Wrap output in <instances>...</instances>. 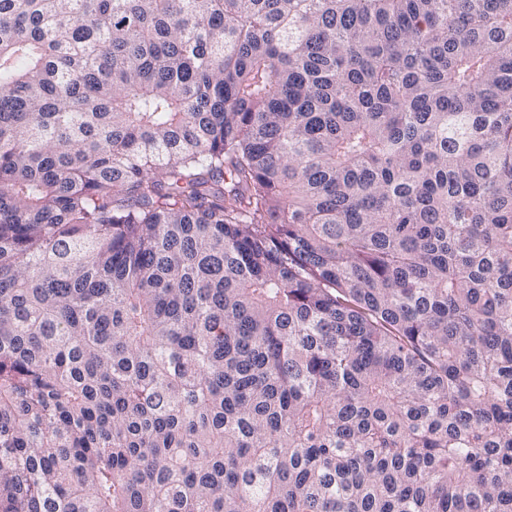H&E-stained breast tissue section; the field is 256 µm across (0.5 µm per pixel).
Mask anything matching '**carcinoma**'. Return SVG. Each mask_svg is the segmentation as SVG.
Returning <instances> with one entry per match:
<instances>
[{
	"label": "carcinoma",
	"mask_w": 512,
	"mask_h": 512,
	"mask_svg": "<svg viewBox=\"0 0 512 512\" xmlns=\"http://www.w3.org/2000/svg\"><path fill=\"white\" fill-rule=\"evenodd\" d=\"M0 512H512V0H0Z\"/></svg>",
	"instance_id": "1"
}]
</instances>
